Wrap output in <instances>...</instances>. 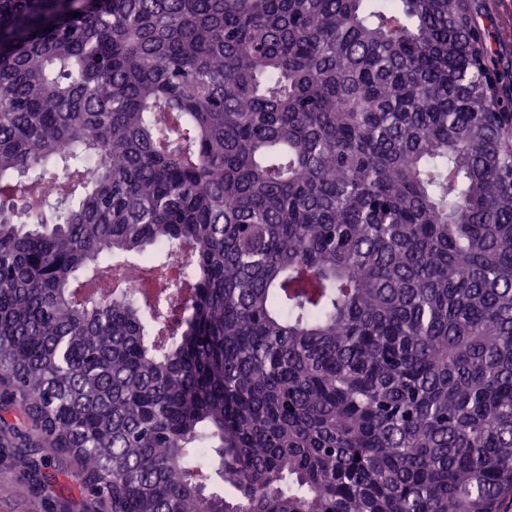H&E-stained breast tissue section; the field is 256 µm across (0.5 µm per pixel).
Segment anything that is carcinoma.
I'll list each match as a JSON object with an SVG mask.
<instances>
[{
  "mask_svg": "<svg viewBox=\"0 0 512 512\" xmlns=\"http://www.w3.org/2000/svg\"><path fill=\"white\" fill-rule=\"evenodd\" d=\"M480 10L0 0L27 490L47 446L110 512H504L512 71ZM176 257L165 299L128 279Z\"/></svg>",
  "mask_w": 512,
  "mask_h": 512,
  "instance_id": "obj_1",
  "label": "carcinoma"
}]
</instances>
